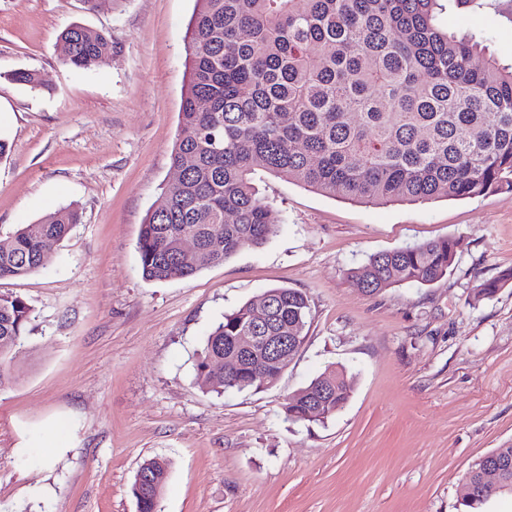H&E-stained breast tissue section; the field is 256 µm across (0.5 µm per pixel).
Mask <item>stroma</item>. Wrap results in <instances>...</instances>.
Wrapping results in <instances>:
<instances>
[{
    "label": "stroma",
    "mask_w": 512,
    "mask_h": 512,
    "mask_svg": "<svg viewBox=\"0 0 512 512\" xmlns=\"http://www.w3.org/2000/svg\"><path fill=\"white\" fill-rule=\"evenodd\" d=\"M195 0H0V231L76 205L49 265L0 280L32 308L0 387V512H136L139 463L171 465L161 512H460L480 457L512 445V191L365 205L266 172L254 182L278 231L224 265L148 281L137 239L175 178L170 153ZM442 26L491 34L512 61V22L447 5ZM111 35L90 71L64 62L61 32ZM36 71L39 90L11 79ZM458 242L437 282L371 295L349 276L372 254ZM294 288L308 335L277 382L202 391L210 325L266 289ZM356 381L322 423L285 419L288 396L329 368Z\"/></svg>",
    "instance_id": "obj_1"
}]
</instances>
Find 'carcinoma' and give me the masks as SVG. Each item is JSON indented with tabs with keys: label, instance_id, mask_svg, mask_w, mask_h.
Returning a JSON list of instances; mask_svg holds the SVG:
<instances>
[{
	"label": "carcinoma",
	"instance_id": "obj_1",
	"mask_svg": "<svg viewBox=\"0 0 512 512\" xmlns=\"http://www.w3.org/2000/svg\"><path fill=\"white\" fill-rule=\"evenodd\" d=\"M443 0H196L186 38L188 81L171 161L182 178L162 188L140 225L138 253L149 281L192 277L275 233L258 169L320 194L365 204L474 198L512 191V63L485 40L438 24ZM65 63L89 69L112 54V37L80 24L60 35ZM78 209L54 210L0 238V279L46 267L48 239H64ZM196 241L185 260L182 239ZM218 237L223 247L211 246ZM457 242L438 239L373 254L350 277L369 294L444 277ZM505 272L479 288L492 296ZM264 336L301 348L309 301L271 288ZM261 311L249 301L224 314L198 357L202 388L237 391L274 383L282 367L237 357L236 336ZM31 306L0 293V386L11 376ZM355 378L325 372L286 399L292 422H322L349 401ZM465 512H481L494 491L476 469L465 477ZM137 512L159 499L133 480Z\"/></svg>",
	"mask_w": 512,
	"mask_h": 512
}]
</instances>
